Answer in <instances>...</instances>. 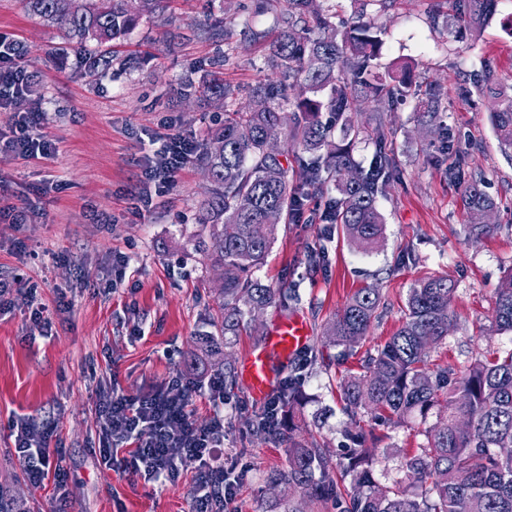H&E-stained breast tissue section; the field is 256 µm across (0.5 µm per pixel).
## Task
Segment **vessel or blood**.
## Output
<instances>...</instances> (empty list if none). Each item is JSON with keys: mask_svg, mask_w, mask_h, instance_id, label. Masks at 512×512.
Listing matches in <instances>:
<instances>
[{"mask_svg": "<svg viewBox=\"0 0 512 512\" xmlns=\"http://www.w3.org/2000/svg\"><path fill=\"white\" fill-rule=\"evenodd\" d=\"M311 333L309 321L299 314L274 322L265 342L246 356L241 367V376L256 398L275 392L289 359L309 343Z\"/></svg>", "mask_w": 512, "mask_h": 512, "instance_id": "vessel-or-blood-1", "label": "vessel or blood"}]
</instances>
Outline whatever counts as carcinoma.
<instances>
[{
  "instance_id": "1",
  "label": "carcinoma",
  "mask_w": 512,
  "mask_h": 512,
  "mask_svg": "<svg viewBox=\"0 0 512 512\" xmlns=\"http://www.w3.org/2000/svg\"><path fill=\"white\" fill-rule=\"evenodd\" d=\"M169 2L26 0V7L63 40L95 42L92 67L107 70L112 47ZM495 3L452 0L451 12L433 15L432 22L457 37L470 35L492 17ZM260 8L275 13L276 36L269 41L264 32L253 31L251 38L266 44L267 66L279 79L255 86L249 110L227 111L235 90L217 75L199 91L190 78L181 85V96L197 95L208 108L226 110L224 121L208 129L200 147V163L211 173L199 205L209 241L195 245L221 271L226 336L236 335L244 315H255L274 299L273 289L254 276V268L269 253L278 226L296 220L302 196H317L333 186L337 196L321 222L341 226L360 250L378 243L383 219L377 198L396 180V166L382 133L368 166L353 161L350 112L355 101L368 100L380 126L394 98L414 95L417 87L409 72L385 78L375 70L380 39L374 21L361 19L338 29L332 22L334 5L326 0H263ZM291 87L298 89L293 102L286 94ZM485 89L501 96L492 119L501 144L512 149V95L501 90L491 71ZM325 111L336 115L335 122L321 120ZM282 135L293 154L309 157L297 183L281 156L268 152L269 142ZM448 148L454 149V160L446 173L463 186L470 213L492 211L495 202L483 190L484 177L466 171L465 151ZM454 293L446 278L423 280L410 289L399 327L366 352L361 372L339 383L353 425L369 416L394 426L416 419L424 424L436 414L435 424L425 429L427 445L400 462L409 483L382 486L375 480L378 448L361 431H347L353 448L336 463L319 442L305 439L297 422L305 396L300 384L290 381L280 390L274 412L258 410L249 427L255 436L288 442V468L271 472L268 484L301 489L339 512H512V453L499 452L502 444H512V350L475 359L459 380L446 368H430L431 349L448 337L455 321ZM379 303L377 289L358 290L326 329L330 341L358 351ZM494 323L497 330L512 332V275L497 290Z\"/></svg>"
}]
</instances>
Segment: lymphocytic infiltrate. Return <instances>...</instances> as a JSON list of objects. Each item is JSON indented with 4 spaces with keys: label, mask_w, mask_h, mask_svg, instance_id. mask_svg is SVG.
<instances>
[{
    "label": "lymphocytic infiltrate",
    "mask_w": 512,
    "mask_h": 512,
    "mask_svg": "<svg viewBox=\"0 0 512 512\" xmlns=\"http://www.w3.org/2000/svg\"><path fill=\"white\" fill-rule=\"evenodd\" d=\"M40 74L25 61V49L17 40L0 36V110L24 93ZM193 141L172 134L163 151L145 171L146 180L158 189L169 187L173 175L194 151ZM56 145L44 130L41 112L12 119L9 130L0 129V153L25 158L47 157ZM25 307L42 333L52 331L53 312L65 311L71 302L58 292L54 308L36 301V291L22 287L19 279L0 277V309ZM99 419L98 454L107 468L152 482H178L187 469H194L196 482L189 497V512H234L241 480L224 463V407L230 402L224 377L213 374L203 381L176 376L167 384L138 395L125 394L116 381L98 383L94 391ZM206 395L213 407L209 421L196 426L188 421L192 399ZM9 437L28 482L51 488L53 512H65L69 475L63 465V448L54 421L28 416L11 417Z\"/></svg>",
    "instance_id": "f902f5d3"
}]
</instances>
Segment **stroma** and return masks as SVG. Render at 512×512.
Segmentation results:
<instances>
[{"label": "stroma", "instance_id": "35a3bbf8", "mask_svg": "<svg viewBox=\"0 0 512 512\" xmlns=\"http://www.w3.org/2000/svg\"><path fill=\"white\" fill-rule=\"evenodd\" d=\"M256 0H224V82L237 89L234 109L247 106L246 90L270 75L266 51L249 30L274 33L275 15ZM337 27L373 19L382 45L380 72L410 66L424 94L437 95L433 125L418 122L416 100L400 101L386 129L400 171L378 208L384 234L368 252L357 250L339 230L316 220L284 224L256 275L276 292L274 302L251 317L232 337L226 354L213 355L200 336L219 331L222 277L194 250L208 230L199 224V202L210 183L197 156L177 171L163 196L144 215L132 213L134 197L150 190L142 176L169 132L202 143L216 112L180 99L184 77L207 80L216 51L205 39L209 0H171L165 13L143 18L122 46L142 62L93 69L89 52L67 44L58 32L30 15L23 0H0V34L21 42L27 64L42 82L0 112L40 110L57 150L25 160L0 155V210L28 206L26 223L0 222V275L21 276L39 300L53 305L58 289L72 300L55 318L51 336H41L27 313L0 314V501L20 512H50V489L33 488L24 476L7 424L12 415L55 418L70 472L68 512H187L194 472L177 484L129 479L100 466L94 453L98 420L93 390L115 375L135 394L179 374L220 373L225 363L241 366L265 340L274 320L305 315L313 334L303 371L304 428L331 457L345 455L350 422L341 409L339 381L359 369L358 356H345L329 343L325 329L361 288L379 289L380 316L364 342L383 343L400 325L410 288L428 277L445 276L456 288L457 321L430 352L433 366L463 376L476 357L512 350V333L495 330V291L512 273V157L502 152L491 114L499 107L475 88L487 69L512 85V0H498L496 12L475 35L457 39L433 25L434 12L448 0H335ZM467 144L470 170L483 173L496 207L494 232L469 238L473 219L461 187L450 181L451 161L444 133ZM104 216V223L93 220ZM131 258L119 277L118 255ZM142 339H131L133 327ZM248 411H225L224 458L245 472L238 512H279L278 497L300 512H333L301 490L270 487V471L287 464L284 447L246 431ZM379 438L375 479L388 485L402 478L403 452L427 439L421 426L364 423Z\"/></svg>", "mask_w": 512, "mask_h": 512}]
</instances>
